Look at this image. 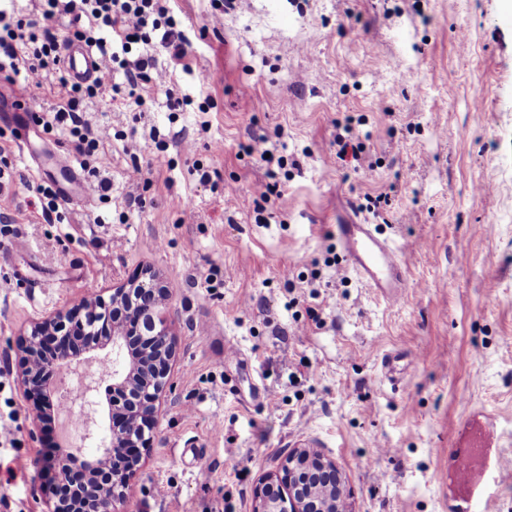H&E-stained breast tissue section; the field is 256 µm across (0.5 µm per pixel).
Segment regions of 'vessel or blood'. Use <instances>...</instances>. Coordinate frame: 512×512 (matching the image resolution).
<instances>
[{
  "mask_svg": "<svg viewBox=\"0 0 512 512\" xmlns=\"http://www.w3.org/2000/svg\"><path fill=\"white\" fill-rule=\"evenodd\" d=\"M66 70L76 81L94 76L97 60L92 52L78 45L69 46L65 58ZM334 234L342 247L347 266L368 287L381 291L383 297L398 303L407 286V271L398 253L378 236L369 224H339ZM477 449L457 454L454 462V482L457 489L458 512H471L469 493L476 470Z\"/></svg>",
  "mask_w": 512,
  "mask_h": 512,
  "instance_id": "obj_1",
  "label": "vessel or blood"
}]
</instances>
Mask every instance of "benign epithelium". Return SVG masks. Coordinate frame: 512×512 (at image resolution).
<instances>
[{"label": "benign epithelium", "mask_w": 512, "mask_h": 512, "mask_svg": "<svg viewBox=\"0 0 512 512\" xmlns=\"http://www.w3.org/2000/svg\"><path fill=\"white\" fill-rule=\"evenodd\" d=\"M169 287L146 271L112 289L87 295L65 312L31 324L17 339L25 389L41 395L49 377L80 363L101 360L94 337L112 336V406L103 449L73 471L75 454L65 444L43 453L36 464L52 486L80 479L93 488L88 512H118L117 503L140 470L139 449L150 445L161 401L171 392L177 346L168 319ZM107 375L80 377L72 410L86 420L85 441L98 439L97 392ZM254 512H350L345 480L335 461L312 448H290L279 472L264 477Z\"/></svg>", "instance_id": "benign-epithelium-1"}]
</instances>
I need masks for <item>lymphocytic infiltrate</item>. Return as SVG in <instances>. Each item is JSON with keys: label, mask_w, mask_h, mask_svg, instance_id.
<instances>
[{"label": "lymphocytic infiltrate", "mask_w": 512, "mask_h": 512, "mask_svg": "<svg viewBox=\"0 0 512 512\" xmlns=\"http://www.w3.org/2000/svg\"><path fill=\"white\" fill-rule=\"evenodd\" d=\"M71 15L73 36L106 55L100 76L70 81L61 72L64 40L52 28L61 15ZM190 41L165 0H39L36 16L19 18L0 9V75L24 74L27 88L56 79L58 102L44 128H65L75 151L86 158L99 149L101 134L84 119L88 103L105 92L142 105L144 85H164L166 76L154 67V54L164 51L176 66L186 65ZM123 82H114V75Z\"/></svg>", "instance_id": "lymphocytic-infiltrate-1"}]
</instances>
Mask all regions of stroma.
Returning <instances> with one entry per match:
<instances>
[{
  "label": "stroma",
  "instance_id": "stroma-1",
  "mask_svg": "<svg viewBox=\"0 0 512 512\" xmlns=\"http://www.w3.org/2000/svg\"><path fill=\"white\" fill-rule=\"evenodd\" d=\"M171 7L192 69L161 51L156 65L195 105L171 117L157 88L139 109L89 103L106 134L90 170L66 132L30 131L14 107L26 93L0 77V413L12 415L0 512H46L35 460L57 440L30 436L46 402L19 381L17 336L146 268L175 285L178 357L119 512H253L260 478L304 446L335 460L351 512H450L471 432L488 437L485 471L512 459V12L504 0ZM26 95L46 109L57 87ZM340 127L360 161L337 158ZM156 133L193 153L158 150ZM265 150L284 162L277 192L244 205L268 177ZM64 153L80 179L109 180L110 199L48 224L32 187L65 185ZM196 162L218 179L199 182ZM384 190L386 210H364ZM340 223L375 225L397 250L401 304L346 269Z\"/></svg>",
  "mask_w": 512,
  "mask_h": 512
}]
</instances>
